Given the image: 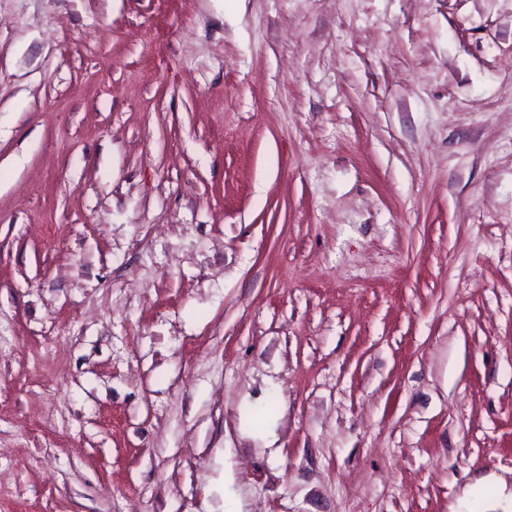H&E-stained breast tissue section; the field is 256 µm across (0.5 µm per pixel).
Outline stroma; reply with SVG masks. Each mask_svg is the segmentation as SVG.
<instances>
[{
	"mask_svg": "<svg viewBox=\"0 0 512 512\" xmlns=\"http://www.w3.org/2000/svg\"><path fill=\"white\" fill-rule=\"evenodd\" d=\"M0 512H512V0H0Z\"/></svg>",
	"mask_w": 512,
	"mask_h": 512,
	"instance_id": "obj_1",
	"label": "stroma"
}]
</instances>
